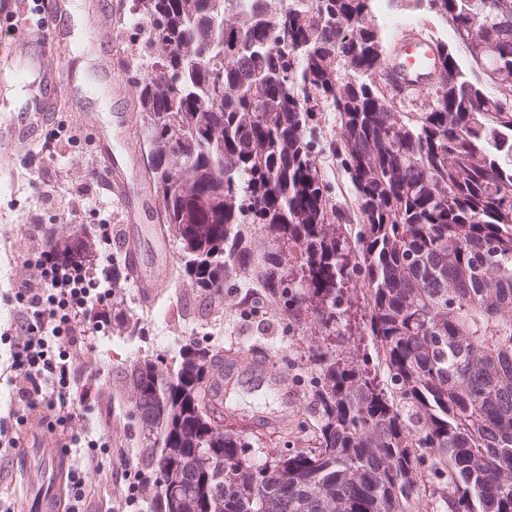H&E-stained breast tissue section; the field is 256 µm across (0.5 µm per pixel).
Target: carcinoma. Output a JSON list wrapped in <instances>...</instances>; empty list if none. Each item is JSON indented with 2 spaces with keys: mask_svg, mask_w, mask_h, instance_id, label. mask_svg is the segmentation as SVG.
I'll list each match as a JSON object with an SVG mask.
<instances>
[{
  "mask_svg": "<svg viewBox=\"0 0 512 512\" xmlns=\"http://www.w3.org/2000/svg\"><path fill=\"white\" fill-rule=\"evenodd\" d=\"M374 2L133 0L139 136L179 272L214 300L234 275L260 288L246 305L311 306L325 329L343 320L336 223L350 217L329 204L307 129L308 103H323L341 122L390 381L314 355L315 446L257 464L212 400L223 355L193 342L167 376L137 363L128 407L151 443L150 512H170L174 476L194 512H413L428 494L448 512H512V0H426L456 44L435 41L444 53L417 93L386 73ZM48 244L68 265L98 256L86 231L54 229ZM131 274L112 257V288ZM136 389L155 398L151 415Z\"/></svg>",
  "mask_w": 512,
  "mask_h": 512,
  "instance_id": "carcinoma-1",
  "label": "carcinoma"
}]
</instances>
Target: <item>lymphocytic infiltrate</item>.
Segmentation results:
<instances>
[{"label":"lymphocytic infiltrate","instance_id":"lymphocytic-infiltrate-1","mask_svg":"<svg viewBox=\"0 0 512 512\" xmlns=\"http://www.w3.org/2000/svg\"><path fill=\"white\" fill-rule=\"evenodd\" d=\"M36 267V277L15 291L21 320L17 335L9 339L0 376H6L30 407L50 401L58 412L59 425L67 429L70 447L111 455L109 443L84 439L69 425L79 404L71 352L90 344L99 332V324L88 319L86 311L111 301L112 281L94 279L84 268L61 264L46 252L40 253Z\"/></svg>","mask_w":512,"mask_h":512}]
</instances>
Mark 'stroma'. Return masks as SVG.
<instances>
[{
    "label": "stroma",
    "mask_w": 512,
    "mask_h": 512,
    "mask_svg": "<svg viewBox=\"0 0 512 512\" xmlns=\"http://www.w3.org/2000/svg\"><path fill=\"white\" fill-rule=\"evenodd\" d=\"M35 3L0 0V12L15 17L13 23H0V43L10 44L14 51L10 65L0 66V112L15 110L30 88L41 82L36 72L20 77L14 73L35 51L21 22ZM131 4L132 0H69L63 16L68 28L73 25L74 12L88 16L84 33L68 37L64 74L72 84L85 77L81 98L93 112L104 150L92 147V138L80 125L78 113L66 104L26 133L24 147H15L10 138L0 136V333H15L19 307L11 299L12 290L36 276L35 259L44 248L45 230L54 227L80 234L108 224L112 227L111 253L126 254L127 241L135 243L138 277L120 288L111 305L91 311V319L101 321L103 328L90 346L72 354L77 370L75 392L83 407L78 426L110 440L113 459L127 457L134 479L126 481L117 468L102 469L97 456H84L82 469L93 494L86 499L83 512H147V444L141 440L126 404L127 374L137 361L149 358L162 368H173L180 348L195 339L218 351L235 348L246 360L262 364L274 385L266 397H259L246 383L236 380L224 389V425L247 437L252 446L250 458L257 462L276 452L310 449V442L299 440L297 434L283 435L280 430L262 426L260 419L282 414L292 425L310 420L314 406L309 357L313 351L333 350L356 357L368 371L382 370L363 320L361 275H352L343 300L350 323L337 325L332 333L320 328L309 313L294 325L279 314H248L242 308L246 290L234 277L226 280L224 300L219 304L188 282L168 277L155 294L140 288L139 276L150 275L174 260L178 246L155 233L161 204L149 182L147 157L137 135V76L128 65L143 40L136 25L129 22ZM394 15L408 17L413 26L427 30L433 38L454 39L449 24L429 13L424 0H388L385 11L374 17L388 44H395L399 37L390 25ZM105 17L111 20L112 35L121 36L122 48L107 42H87V32L97 29ZM309 125L317 140L315 163L330 187L333 203L353 206L354 189L332 151L339 133L335 113L315 106ZM109 165L121 171L141 198L136 222H129L122 201L100 177ZM123 321L138 323L141 335H121L119 324ZM25 413L30 420L22 431V453L0 451V512H19L33 475L26 450L33 443L48 440L47 426L55 419L54 411L45 407L29 412L10 387L0 388V415ZM132 482L139 486L133 501L128 498Z\"/></svg>",
    "instance_id": "stroma-1"
}]
</instances>
